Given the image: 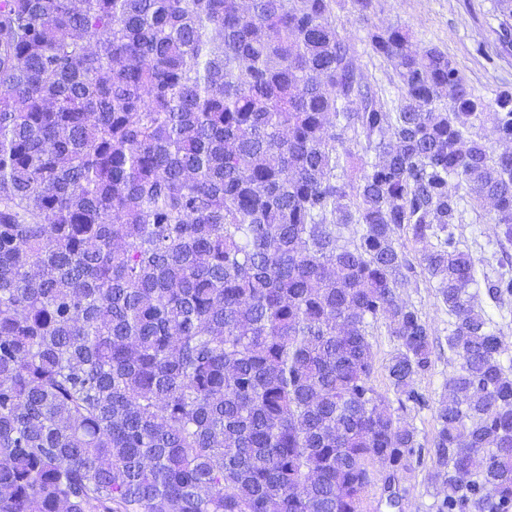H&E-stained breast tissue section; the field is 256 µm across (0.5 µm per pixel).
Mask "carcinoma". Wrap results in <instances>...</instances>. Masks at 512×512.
<instances>
[{
  "label": "carcinoma",
  "mask_w": 512,
  "mask_h": 512,
  "mask_svg": "<svg viewBox=\"0 0 512 512\" xmlns=\"http://www.w3.org/2000/svg\"><path fill=\"white\" fill-rule=\"evenodd\" d=\"M338 2L0 0V512H367L377 460L401 509L433 354L403 234L461 359L436 512L485 487L512 512V366L455 236L492 207L485 285L511 297L512 89L475 94L351 0L391 108ZM380 319L396 410L370 384ZM335 14L336 26L344 42L358 59L364 77L368 82L382 89L389 103L396 102L399 96L398 78L392 68L371 51L368 28L357 20L350 1L342 0L341 6L336 7Z\"/></svg>",
  "instance_id": "obj_1"
}]
</instances>
